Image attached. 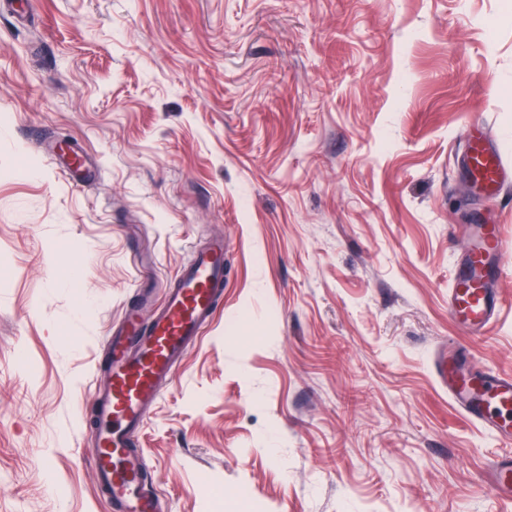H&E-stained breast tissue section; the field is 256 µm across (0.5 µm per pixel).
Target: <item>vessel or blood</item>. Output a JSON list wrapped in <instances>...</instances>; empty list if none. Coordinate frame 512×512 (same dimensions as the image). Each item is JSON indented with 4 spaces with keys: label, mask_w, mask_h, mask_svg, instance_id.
<instances>
[{
    "label": "vessel or blood",
    "mask_w": 512,
    "mask_h": 512,
    "mask_svg": "<svg viewBox=\"0 0 512 512\" xmlns=\"http://www.w3.org/2000/svg\"><path fill=\"white\" fill-rule=\"evenodd\" d=\"M461 156L481 194L495 196L512 185V168L492 147L482 124H475ZM468 236L448 290V315L467 333L484 334L499 315L500 302L491 284L512 270V242L497 224L472 225ZM229 248V242L216 238L192 251L151 320L142 321L140 316L141 304L151 299L144 293L138 303L127 306L119 329L105 339L109 374L97 397V440L90 466L111 499L113 512L161 508L144 479L149 463L135 450L134 438L164 388L173 383L188 350L209 326L224 288ZM432 372L469 420L501 444L512 445L511 374L492 368L461 374L444 356L433 361ZM489 481L500 497L512 500V456L492 463Z\"/></svg>",
    "instance_id": "b4317fda"
}]
</instances>
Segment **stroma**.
Returning <instances> with one entry per match:
<instances>
[{
	"mask_svg": "<svg viewBox=\"0 0 512 512\" xmlns=\"http://www.w3.org/2000/svg\"><path fill=\"white\" fill-rule=\"evenodd\" d=\"M476 121L512 164V0L0 8V512H108L104 337L215 236L214 324L138 436L163 512H512L429 371L512 373V273L489 333L448 316L469 224L512 239L453 160Z\"/></svg>",
	"mask_w": 512,
	"mask_h": 512,
	"instance_id": "1",
	"label": "stroma"
}]
</instances>
